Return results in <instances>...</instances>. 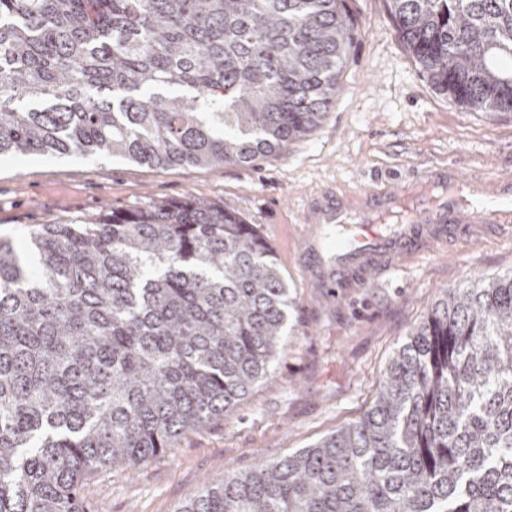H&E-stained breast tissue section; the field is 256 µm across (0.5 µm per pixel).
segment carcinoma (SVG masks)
Returning a JSON list of instances; mask_svg holds the SVG:
<instances>
[{"label": "carcinoma", "instance_id": "cac0c4a2", "mask_svg": "<svg viewBox=\"0 0 512 512\" xmlns=\"http://www.w3.org/2000/svg\"><path fill=\"white\" fill-rule=\"evenodd\" d=\"M420 76L512 116V0H386ZM346 0H0V156L247 164L325 119ZM0 241V512H87L91 472L160 455L270 375L293 299L206 201ZM176 512H512V273L445 290L373 406Z\"/></svg>", "mask_w": 512, "mask_h": 512}]
</instances>
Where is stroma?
<instances>
[{"label": "stroma", "mask_w": 512, "mask_h": 512, "mask_svg": "<svg viewBox=\"0 0 512 512\" xmlns=\"http://www.w3.org/2000/svg\"><path fill=\"white\" fill-rule=\"evenodd\" d=\"M359 30L335 107L311 134L250 164L150 168L121 158L0 157V240L29 252L45 224L160 200L199 199L237 212L272 250L294 307L271 376L224 418L182 433L148 462L89 475L90 512H175L225 472L307 447L373 405L394 351L444 290L512 271V227L479 224L446 245L333 291L307 252L336 248L315 210L341 199L418 203L420 177L457 163L492 201L512 176V117L467 112L424 81L386 0H347Z\"/></svg>", "instance_id": "stroma-1"}]
</instances>
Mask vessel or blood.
<instances>
[{
    "label": "vessel or blood",
    "instance_id": "obj_1",
    "mask_svg": "<svg viewBox=\"0 0 512 512\" xmlns=\"http://www.w3.org/2000/svg\"><path fill=\"white\" fill-rule=\"evenodd\" d=\"M500 185L503 189L500 204L464 208L452 202L438 209L409 208L403 214L398 230L392 233L364 234L365 225L382 223V213L355 210L341 203L326 205L319 211L320 222L335 225L340 231L353 229L357 232L351 248L337 255L334 269L325 278L326 285L331 288L344 287V269L392 266L405 254L432 242L445 241L457 229H466L474 224L512 222V179L502 178Z\"/></svg>",
    "mask_w": 512,
    "mask_h": 512
}]
</instances>
